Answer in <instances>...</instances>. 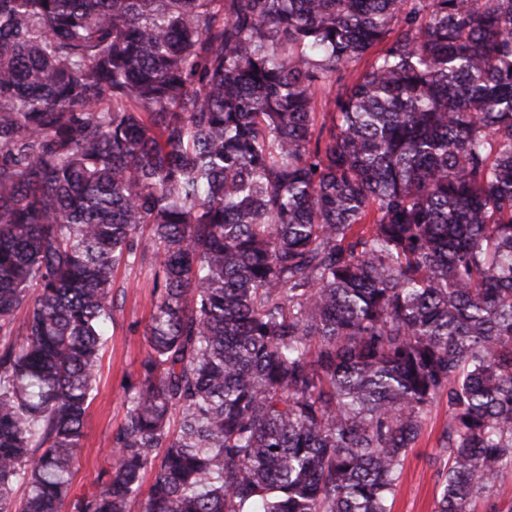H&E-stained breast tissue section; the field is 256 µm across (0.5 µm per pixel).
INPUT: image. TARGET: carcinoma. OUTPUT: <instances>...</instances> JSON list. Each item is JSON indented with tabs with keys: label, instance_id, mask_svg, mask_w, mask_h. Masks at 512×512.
Returning a JSON list of instances; mask_svg holds the SVG:
<instances>
[{
	"label": "carcinoma",
	"instance_id": "1",
	"mask_svg": "<svg viewBox=\"0 0 512 512\" xmlns=\"http://www.w3.org/2000/svg\"><path fill=\"white\" fill-rule=\"evenodd\" d=\"M139 247L77 512L151 469L143 512H391L443 397L435 512H474L512 469V0H0V512H62ZM152 272L150 254L143 258L141 251L116 272L114 320L103 350L95 398L87 412L83 449L62 512H77V500L96 492L112 474L111 448L126 413V388L137 377L146 351L144 331L155 300Z\"/></svg>",
	"mask_w": 512,
	"mask_h": 512
}]
</instances>
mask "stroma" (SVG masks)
Wrapping results in <instances>:
<instances>
[{"label":"stroma","instance_id":"stroma-1","mask_svg":"<svg viewBox=\"0 0 512 512\" xmlns=\"http://www.w3.org/2000/svg\"><path fill=\"white\" fill-rule=\"evenodd\" d=\"M114 320L103 350L94 400L87 412L83 449L74 466L70 495L62 512H76L78 499L96 492L112 473V442L126 413V388L145 354L144 331L153 312L151 260L136 257L115 276ZM448 402L438 400L409 449L392 512H434L445 479L448 454L443 431Z\"/></svg>","mask_w":512,"mask_h":512}]
</instances>
